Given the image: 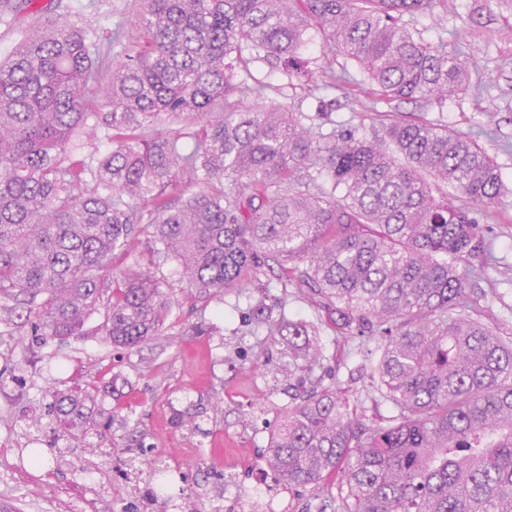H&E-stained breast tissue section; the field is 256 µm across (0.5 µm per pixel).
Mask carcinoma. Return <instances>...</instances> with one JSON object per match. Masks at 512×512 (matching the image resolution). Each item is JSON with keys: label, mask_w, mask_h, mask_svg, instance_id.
<instances>
[{"label": "carcinoma", "mask_w": 512, "mask_h": 512, "mask_svg": "<svg viewBox=\"0 0 512 512\" xmlns=\"http://www.w3.org/2000/svg\"><path fill=\"white\" fill-rule=\"evenodd\" d=\"M38 0H0L44 25L0 64V305L12 336H80L97 314L111 344L159 335L172 301L150 270L112 269L141 238L198 294L244 290L273 261L316 321L260 298L253 332L288 341L272 374L293 378L265 455L275 479H336L343 512H512V336L475 313L470 282L495 261L475 214L501 173L474 140L395 122L371 137L323 132L239 81L244 51L308 81V31L354 61L387 101L442 105L470 87L444 39L405 17L434 0H144L131 48L105 77L94 29ZM248 106L242 105L246 96ZM163 117L182 126L153 133ZM104 131L107 153L73 158ZM200 185L175 204L169 190ZM377 344L370 387L390 406L314 377L320 330ZM82 440L86 396L52 392Z\"/></svg>", "instance_id": "carcinoma-1"}]
</instances>
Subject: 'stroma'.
<instances>
[{"mask_svg":"<svg viewBox=\"0 0 512 512\" xmlns=\"http://www.w3.org/2000/svg\"><path fill=\"white\" fill-rule=\"evenodd\" d=\"M139 0H103L89 22L99 33L124 26L133 31ZM486 0H446L409 17L425 39L448 38L459 51L472 83L465 96L443 106L423 101L380 103L357 64L316 36L301 50L312 78L288 80L280 65L249 63L252 81L266 87L269 101L302 113L305 124L366 134L394 121H424L468 136L496 160L505 192L477 219L496 256L473 280L481 306L490 308L501 332H512V31L488 23L460 45L450 35ZM348 72L342 87L323 89L326 76ZM152 266L168 284L171 315L160 336L133 349L115 347L90 320L84 333L66 341L0 335V512H264L274 500L279 512H318L335 481L291 487L263 480L257 467L269 441V423L286 402L259 366L275 355L270 339L246 333L248 313L237 292L223 299L184 293L174 266L153 262L148 242L118 252L114 267ZM280 268L267 270L269 305L287 317L310 320L314 311L295 287L281 288ZM328 364L343 388L356 392L369 416L370 383L362 361L347 342L324 335ZM111 383L88 401L99 430L89 445L71 444L49 405L54 388ZM142 439L146 453L123 454L129 440ZM40 464H33V455ZM164 467L172 481L167 495L147 502L148 463Z\"/></svg>","mask_w":512,"mask_h":512,"instance_id":"stroma-1","label":"stroma"}]
</instances>
